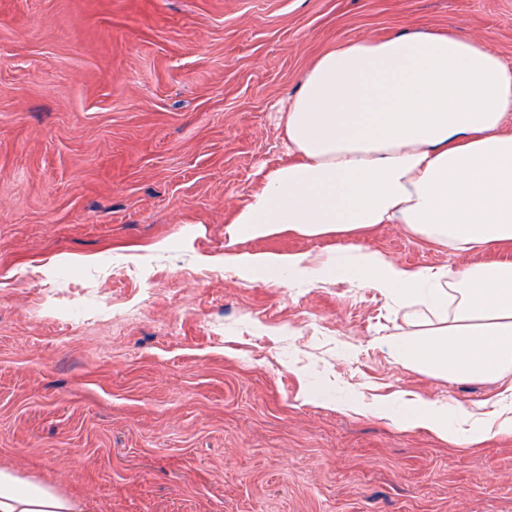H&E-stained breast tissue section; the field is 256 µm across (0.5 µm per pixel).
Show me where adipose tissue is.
Instances as JSON below:
<instances>
[{
    "label": "adipose tissue",
    "mask_w": 512,
    "mask_h": 512,
    "mask_svg": "<svg viewBox=\"0 0 512 512\" xmlns=\"http://www.w3.org/2000/svg\"><path fill=\"white\" fill-rule=\"evenodd\" d=\"M288 159L264 170L230 216L225 266L319 284L363 282L419 308L395 359L454 380L512 372V259L412 268L363 234L401 224L451 253L512 248V65L460 27L338 41L281 107ZM336 249L244 251L278 234ZM404 428L464 447L512 435V384L490 412L437 401L385 404ZM0 512H92L91 501L0 463Z\"/></svg>",
    "instance_id": "1"
}]
</instances>
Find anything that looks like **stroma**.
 Here are the masks:
<instances>
[{
    "mask_svg": "<svg viewBox=\"0 0 512 512\" xmlns=\"http://www.w3.org/2000/svg\"><path fill=\"white\" fill-rule=\"evenodd\" d=\"M457 26L512 64V0H0V458L93 512H512V436L464 448L377 413L499 389L397 363L414 307L224 265L311 60ZM365 243L496 259L400 224Z\"/></svg>",
    "mask_w": 512,
    "mask_h": 512,
    "instance_id": "1",
    "label": "stroma"
}]
</instances>
